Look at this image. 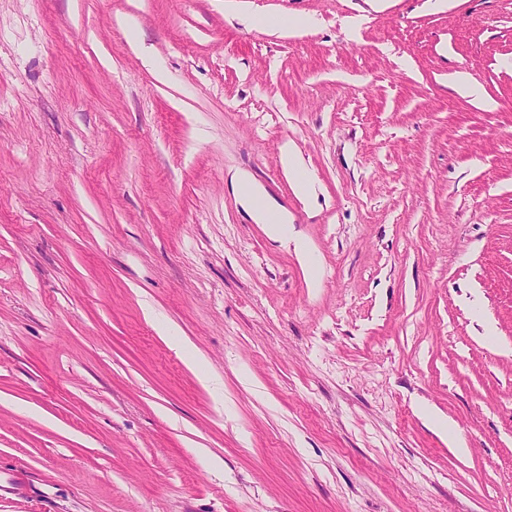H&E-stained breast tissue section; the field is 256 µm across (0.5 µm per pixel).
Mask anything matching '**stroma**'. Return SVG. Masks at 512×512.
<instances>
[{
	"instance_id": "1",
	"label": "stroma",
	"mask_w": 512,
	"mask_h": 512,
	"mask_svg": "<svg viewBox=\"0 0 512 512\" xmlns=\"http://www.w3.org/2000/svg\"><path fill=\"white\" fill-rule=\"evenodd\" d=\"M386 2L0 0V512H512V0ZM281 152L283 167L288 170L292 178L296 195L302 200L309 198L314 191V181L300 165L295 146L287 141L282 146ZM231 181L236 183L244 193L242 199L247 204L252 217L257 224H264L265 230L270 237L288 242L291 226V224H288V214L279 212L276 214V220L271 221L269 219V215L273 214L272 211L258 203L256 193H251L245 179L242 176L235 174L232 176Z\"/></svg>"
}]
</instances>
